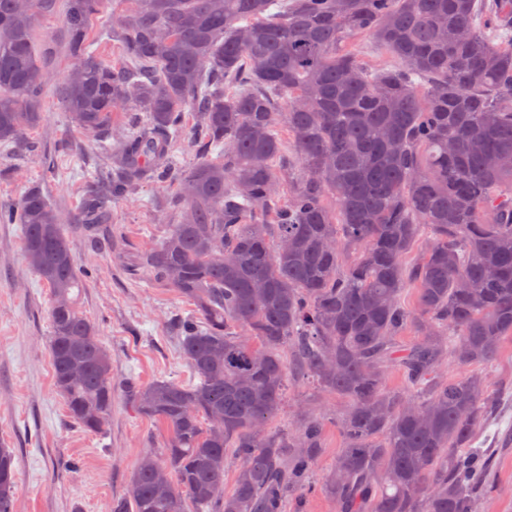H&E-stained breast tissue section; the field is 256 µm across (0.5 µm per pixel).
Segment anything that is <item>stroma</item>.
Segmentation results:
<instances>
[{
	"instance_id": "35a3bbf8",
	"label": "stroma",
	"mask_w": 512,
	"mask_h": 512,
	"mask_svg": "<svg viewBox=\"0 0 512 512\" xmlns=\"http://www.w3.org/2000/svg\"><path fill=\"white\" fill-rule=\"evenodd\" d=\"M129 6V0H104L88 29L89 49L106 65L124 60L110 30L114 17ZM67 9L68 0H58L36 22L35 54L49 74L42 98L45 117L27 134L34 152L14 156L0 147V206L16 205L36 186L67 217L83 283L81 307L112 358V412L99 435L68 417L54 387L48 351L50 290L26 260L20 225L0 223V446L16 453L17 512H111L113 501L129 498L140 457L160 450L167 436L162 424L138 414L129 388L158 380L194 381L173 328L175 321L192 314L193 306L156 282L141 264L142 255L158 245L168 225L179 221L174 184H143L110 198L98 224L70 221L83 209L87 186L109 161L73 125L59 96V85L72 65ZM183 122L184 133L172 156L188 170L205 150L195 112L185 110ZM478 372L499 404L497 416L480 437L492 450L495 477L482 493L479 512H512V339L505 341L492 366ZM303 405L320 414L323 449L301 504H288L286 512H337L321 483L344 445L336 420L348 402L293 376L273 427H288Z\"/></svg>"
}]
</instances>
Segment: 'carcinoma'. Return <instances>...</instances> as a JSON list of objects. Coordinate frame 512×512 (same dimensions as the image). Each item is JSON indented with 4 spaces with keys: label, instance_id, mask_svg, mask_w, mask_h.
Masks as SVG:
<instances>
[{
    "label": "carcinoma",
    "instance_id": "carcinoma-1",
    "mask_svg": "<svg viewBox=\"0 0 512 512\" xmlns=\"http://www.w3.org/2000/svg\"><path fill=\"white\" fill-rule=\"evenodd\" d=\"M101 2L70 0L66 22L73 67L60 96L114 168L78 220L95 223L109 197L140 183L177 185L179 223L143 262L194 306L178 331L199 378L132 388L167 439L139 459L130 500L112 512H285L323 448V423L305 411L292 428L268 427L292 368L348 401L323 482L338 512H477L493 472L477 440L498 401L481 377L450 380L442 365L487 367L512 338V0H132L112 25L126 57L115 68L87 42ZM54 4L0 0L5 146L31 149L24 134L44 119L32 28ZM447 29L464 38H442ZM353 34L398 65L367 69L344 46ZM187 105L219 151L184 171L171 148ZM129 108L146 119L107 145L112 113ZM0 223L22 226L28 264L50 288L67 414L101 433L111 358L79 306L64 217L33 187ZM410 284L415 313L402 302ZM407 329L417 339L401 348ZM388 366L404 390H385ZM14 459L0 448V512H16ZM158 469L171 479L164 494Z\"/></svg>",
    "mask_w": 512,
    "mask_h": 512
}]
</instances>
